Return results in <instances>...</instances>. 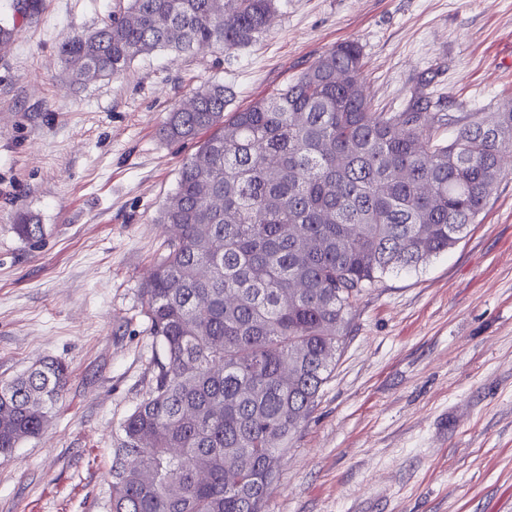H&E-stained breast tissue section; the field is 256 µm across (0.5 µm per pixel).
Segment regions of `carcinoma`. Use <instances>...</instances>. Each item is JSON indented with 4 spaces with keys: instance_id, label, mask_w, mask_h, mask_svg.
Here are the masks:
<instances>
[{
    "instance_id": "cac0c4a2",
    "label": "carcinoma",
    "mask_w": 512,
    "mask_h": 512,
    "mask_svg": "<svg viewBox=\"0 0 512 512\" xmlns=\"http://www.w3.org/2000/svg\"><path fill=\"white\" fill-rule=\"evenodd\" d=\"M276 10L126 0L63 43V68L81 82L155 51L230 54L257 43ZM364 67L345 42L246 109L226 112L230 88L214 83L169 114L165 137L199 145L157 218L174 230L144 288L161 353L151 395L120 428L111 512H265L365 292L453 248L506 176L512 98L443 112L433 71L384 112ZM16 230L44 236L24 220ZM68 380L46 359L0 383L1 463L44 431Z\"/></svg>"
}]
</instances>
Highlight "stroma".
<instances>
[{
  "label": "stroma",
  "instance_id": "1",
  "mask_svg": "<svg viewBox=\"0 0 512 512\" xmlns=\"http://www.w3.org/2000/svg\"><path fill=\"white\" fill-rule=\"evenodd\" d=\"M33 2L0 50V381L45 357L70 379L0 465V512H109L119 427L154 386L141 290L172 234L157 217L196 149L163 139L168 114L206 82L245 109L347 41L378 108L434 68L484 109L512 98V0H278L255 45L154 52L81 84L62 41L124 0ZM22 214L42 241L17 234ZM267 512H512V173L453 249L361 300Z\"/></svg>",
  "mask_w": 512,
  "mask_h": 512
}]
</instances>
